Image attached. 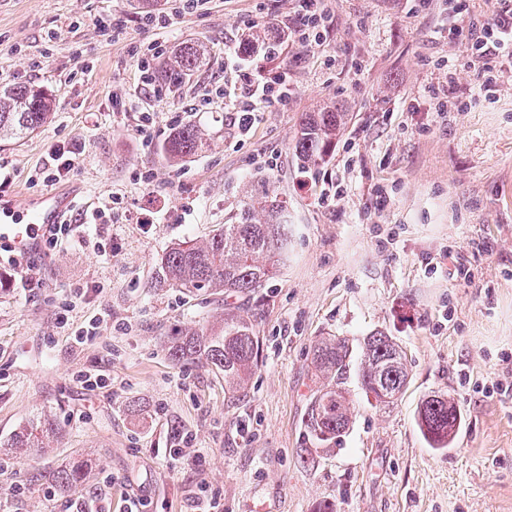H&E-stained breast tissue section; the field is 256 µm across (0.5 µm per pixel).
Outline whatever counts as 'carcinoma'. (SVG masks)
<instances>
[{
  "label": "carcinoma",
  "mask_w": 512,
  "mask_h": 512,
  "mask_svg": "<svg viewBox=\"0 0 512 512\" xmlns=\"http://www.w3.org/2000/svg\"><path fill=\"white\" fill-rule=\"evenodd\" d=\"M206 64L203 46L186 42L164 63L158 79L175 86ZM52 114V95L46 91L30 85L0 86V142L35 132L52 119ZM348 116L336 104L304 114L295 140L303 166L315 167L326 161ZM205 143L201 126L187 123L171 131L162 150L169 163L177 165ZM286 210L283 201L267 196L257 204L251 200L244 203L238 220L224 225L221 232L202 243L185 242L166 252L156 272L157 286L190 294L210 290L224 294L226 299L255 292L274 277L286 254ZM260 346L250 317L226 307L219 326L186 332L170 343L168 353L176 362H205L223 373L224 385L237 392L246 386L258 363ZM312 366L318 387L309 399L304 429L310 443L323 451L335 447L349 430V381H356L376 405L386 407L398 400L409 376L402 347L382 332L364 337L357 356L347 338H324L313 347ZM462 420L454 400L441 394L425 397L416 416L429 447L436 450L451 447ZM53 434L48 421L32 422L19 429L7 447L42 449ZM87 471L88 460L75 457L55 471L52 480L62 491L75 490Z\"/></svg>",
  "instance_id": "obj_1"
}]
</instances>
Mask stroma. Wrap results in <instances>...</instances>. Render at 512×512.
Here are the masks:
<instances>
[{"instance_id": "obj_1", "label": "stroma", "mask_w": 512, "mask_h": 512, "mask_svg": "<svg viewBox=\"0 0 512 512\" xmlns=\"http://www.w3.org/2000/svg\"><path fill=\"white\" fill-rule=\"evenodd\" d=\"M328 8L320 41L230 58L248 26L286 25L296 4L205 0L161 34L208 53L172 87L145 83L131 57L160 35L135 0H0V84L55 97L50 123L0 146L5 195L73 188L88 210L116 200L83 247H43L19 268L0 241V444L32 421L56 427L48 449L0 456V512H75L91 499L113 512L118 492L144 512H199L203 489L221 512H512V71L483 65L469 33L449 38L448 0ZM107 14L122 33L98 26ZM282 69L287 108L242 130L241 71ZM450 84L454 103L438 94ZM327 100L350 119L328 163L308 170L294 138ZM175 116L212 140L173 169L161 144ZM61 147L78 161L47 180ZM267 194L288 206V255L245 301L262 348L233 393L217 370L167 353L173 337L220 323L223 296L158 288L155 276L174 244L220 232ZM92 321L96 338L76 343ZM377 331L406 354L401 397L381 409L351 387L340 446L307 454L315 341ZM89 372L108 387L81 383ZM434 393L464 414L445 451L415 422ZM78 455L92 464L84 486L58 491L51 473Z\"/></svg>"}]
</instances>
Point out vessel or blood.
I'll list each match as a JSON object with an SVG mask.
<instances>
[{
    "label": "vessel or blood",
    "instance_id": "b4317fda",
    "mask_svg": "<svg viewBox=\"0 0 512 512\" xmlns=\"http://www.w3.org/2000/svg\"><path fill=\"white\" fill-rule=\"evenodd\" d=\"M74 204L73 195L66 192H50L33 201H1L0 239L10 242L19 256H27L41 246L46 225L61 223Z\"/></svg>",
    "mask_w": 512,
    "mask_h": 512
}]
</instances>
